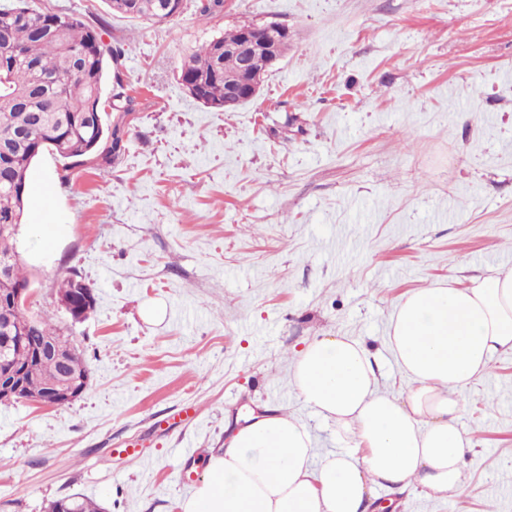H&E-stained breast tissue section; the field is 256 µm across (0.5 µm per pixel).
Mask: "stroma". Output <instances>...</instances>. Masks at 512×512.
Listing matches in <instances>:
<instances>
[{
    "label": "stroma",
    "mask_w": 512,
    "mask_h": 512,
    "mask_svg": "<svg viewBox=\"0 0 512 512\" xmlns=\"http://www.w3.org/2000/svg\"><path fill=\"white\" fill-rule=\"evenodd\" d=\"M105 19L134 100L110 162L61 181L53 240L24 223L29 314L53 313L88 386L45 408L0 404V512L79 493L104 512H180L228 426L264 411L302 424L316 457L351 446L300 398L293 372L317 336L373 355L382 393L412 381L390 321L412 291L512 272V0H199L162 24L104 0H28ZM288 28L284 59L232 112L196 102L190 53L245 23ZM301 132H278L286 118ZM96 291L72 321L63 278ZM463 486L381 488L373 512H512V351L461 398ZM136 443L138 454L123 448Z\"/></svg>",
    "instance_id": "obj_1"
}]
</instances>
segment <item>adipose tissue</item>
<instances>
[{"label":"adipose tissue","mask_w":512,"mask_h":512,"mask_svg":"<svg viewBox=\"0 0 512 512\" xmlns=\"http://www.w3.org/2000/svg\"><path fill=\"white\" fill-rule=\"evenodd\" d=\"M390 343L414 383L403 398L379 391L368 350L349 337L314 338L298 355L300 396L352 448L318 460L296 421L255 419L211 456L181 512H370L380 487L415 480L439 497L461 488L470 445L457 427L460 396L512 350V272L410 293Z\"/></svg>","instance_id":"1"}]
</instances>
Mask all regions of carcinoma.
<instances>
[{"label": "carcinoma", "instance_id": "carcinoma-1", "mask_svg": "<svg viewBox=\"0 0 512 512\" xmlns=\"http://www.w3.org/2000/svg\"><path fill=\"white\" fill-rule=\"evenodd\" d=\"M111 10L134 21L160 23L174 11H163V0H107ZM101 25L62 10L37 11L26 0L0 4V255L15 252V236L25 212L26 190L33 162L43 153L65 161V170L84 165L96 149L105 159L121 149L124 113L131 111L119 67L124 51L102 41ZM278 36L279 57L288 51L290 36L281 24L266 28L243 23L194 50L180 69L179 80L199 87L203 103L224 109V76L242 68L264 73L270 67L261 55L245 61L224 54V45L235 44L246 34ZM114 68L110 99L117 117L102 107L108 68ZM60 301L71 318L86 316L95 307L94 288L74 277L61 281ZM48 311L31 318L27 336H62ZM12 362L29 367L27 399L62 382L59 363L53 358L33 361L18 347ZM68 372L84 385L89 368L77 348L67 357ZM47 512H103L93 499L72 495L50 502Z\"/></svg>", "mask_w": 512, "mask_h": 512}]
</instances>
